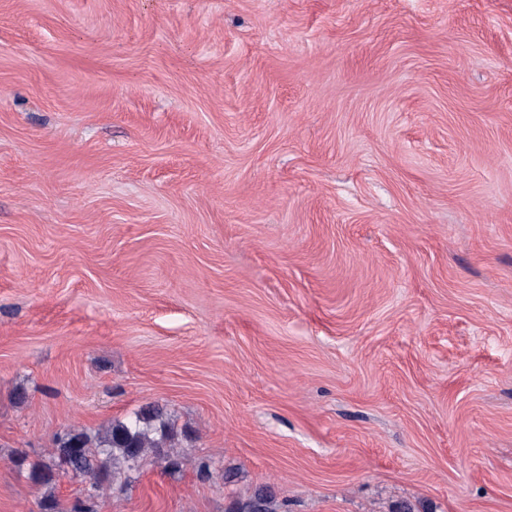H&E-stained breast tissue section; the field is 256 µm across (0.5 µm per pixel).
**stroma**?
<instances>
[{
    "label": "stroma",
    "mask_w": 512,
    "mask_h": 512,
    "mask_svg": "<svg viewBox=\"0 0 512 512\" xmlns=\"http://www.w3.org/2000/svg\"><path fill=\"white\" fill-rule=\"evenodd\" d=\"M149 403L96 512H512V0H0V512ZM177 431L163 407L148 404L134 413L127 421H113L96 437L83 430L72 429L57 436L54 464H27V458L19 454L16 465L27 471L31 483L54 490L60 478V469L78 478L92 480L94 494L84 495L70 510H63L54 493L42 498V512H95L92 502L101 483L114 480L123 470H139L150 463H161L168 470L179 467L178 459L168 448L175 443ZM152 459H149V457ZM230 512H278L274 497L265 489L255 491L251 496L235 502Z\"/></svg>",
    "instance_id": "1"
}]
</instances>
